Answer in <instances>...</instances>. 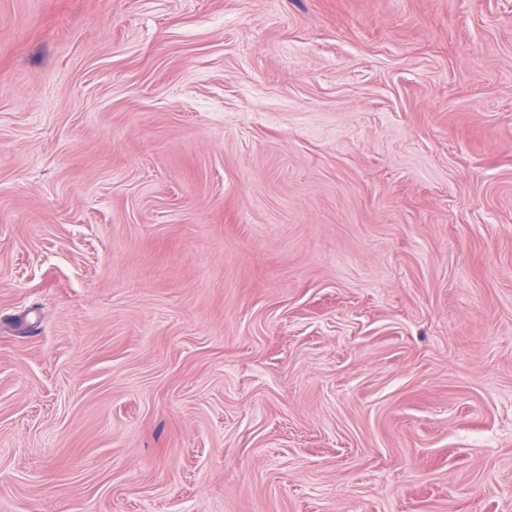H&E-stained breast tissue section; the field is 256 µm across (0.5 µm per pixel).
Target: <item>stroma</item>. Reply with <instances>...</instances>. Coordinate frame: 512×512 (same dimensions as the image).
Masks as SVG:
<instances>
[{
	"label": "stroma",
	"mask_w": 512,
	"mask_h": 512,
	"mask_svg": "<svg viewBox=\"0 0 512 512\" xmlns=\"http://www.w3.org/2000/svg\"><path fill=\"white\" fill-rule=\"evenodd\" d=\"M0 512H512V0H0Z\"/></svg>",
	"instance_id": "stroma-1"
}]
</instances>
